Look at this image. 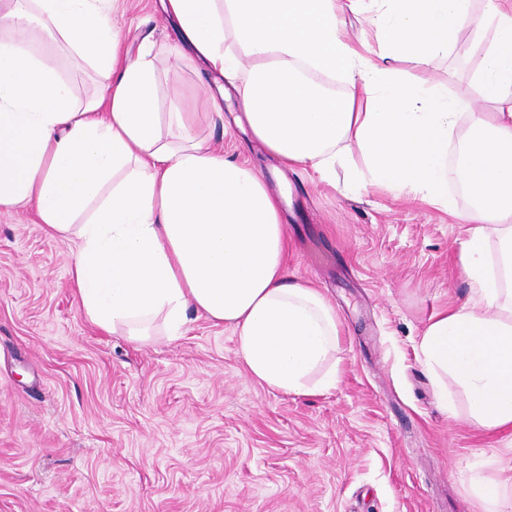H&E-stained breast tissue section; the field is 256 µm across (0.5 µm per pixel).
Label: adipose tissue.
<instances>
[{"mask_svg": "<svg viewBox=\"0 0 512 512\" xmlns=\"http://www.w3.org/2000/svg\"><path fill=\"white\" fill-rule=\"evenodd\" d=\"M161 0L182 35V59L237 83L253 138L283 166H308L414 195L452 211L448 137L462 143L461 181L475 199L459 214L468 302L437 314L420 342L440 405L452 386L481 426L512 425V0ZM0 0V23H38L95 70L99 91L74 99L47 56L0 41V214L33 207L47 234L76 239L70 271L85 318L146 343L182 335L191 315L230 327L248 374L303 395L335 387V307L289 277L281 205L261 172L198 139L220 114L206 92L185 106L158 98L151 47L123 53L112 0ZM366 13L377 46L340 34L339 12ZM471 29L472 81L491 110H472L451 83L421 76ZM412 62L414 72L395 68ZM342 88H335L333 78ZM466 128H459L461 112ZM356 142L363 165L344 153ZM496 260H488L489 245Z\"/></svg>", "mask_w": 512, "mask_h": 512, "instance_id": "obj_1", "label": "adipose tissue"}]
</instances>
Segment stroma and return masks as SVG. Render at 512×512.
<instances>
[{"label":"stroma","mask_w":512,"mask_h":512,"mask_svg":"<svg viewBox=\"0 0 512 512\" xmlns=\"http://www.w3.org/2000/svg\"><path fill=\"white\" fill-rule=\"evenodd\" d=\"M129 56L150 44L159 95L204 92L202 64L160 0H116ZM470 32L425 78L452 81L474 108ZM74 96L98 91L92 66L57 49ZM286 188L288 272L340 320L335 388L288 395L246 372L238 338L196 318L146 346L98 331L70 277L76 240L45 234L28 207L0 216V512H480L474 474L512 476V428L440 407L419 357L436 314L471 289L456 215L368 184L330 185L286 168L232 114L199 126Z\"/></svg>","instance_id":"35a3bbf8"}]
</instances>
